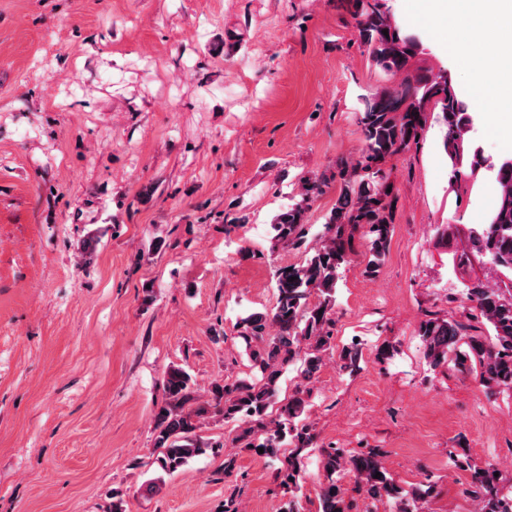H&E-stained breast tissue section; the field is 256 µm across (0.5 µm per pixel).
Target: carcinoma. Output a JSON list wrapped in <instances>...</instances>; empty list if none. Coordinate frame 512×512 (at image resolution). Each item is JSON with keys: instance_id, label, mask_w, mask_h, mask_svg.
I'll return each mask as SVG.
<instances>
[{"instance_id": "1", "label": "carcinoma", "mask_w": 512, "mask_h": 512, "mask_svg": "<svg viewBox=\"0 0 512 512\" xmlns=\"http://www.w3.org/2000/svg\"><path fill=\"white\" fill-rule=\"evenodd\" d=\"M341 4L355 20L359 42L376 66L391 76H401V81L392 89L364 98L359 118L363 147L357 156L336 161L331 179L338 182V193L323 216L318 240L304 262L275 269L273 308L251 313L237 324L253 365L261 373L259 382L217 383L212 388L213 398L201 403L194 395L191 375L181 366L170 367L164 382L167 401L157 413L153 437V446L161 449L158 465L167 475L178 472L208 447L196 429L210 413L239 423L235 442L241 448L256 454L262 448L263 456L269 458L278 456L284 445L294 448L280 471L281 485L290 495L288 512H298L297 496L303 480L299 455L315 445L313 429L303 419L309 390L296 388L275 416L269 408L286 368L299 366L303 378L309 380L321 369L323 356L332 347L338 271L349 262L355 230L362 228L367 235L364 272L373 274L384 262L395 212V192H387L394 185L384 166L416 141L432 108L440 109L447 127L453 178L460 180L482 170L493 174L499 188L498 203L473 237L472 246L510 276L493 285L478 280L468 289L466 299L474 324L430 317L421 321L418 335L431 369L447 364L452 355L462 367L475 363L487 385L512 392V158L494 162L468 147L471 118L464 104L443 77L410 72L417 42L400 34L379 3L369 8L361 0H341ZM327 184L326 179L302 184L299 198L273 220L277 243L285 247L306 243L310 202ZM313 295L317 296L314 303L310 302ZM481 325L490 331L482 333ZM361 360L362 350L356 344L339 352L340 368L345 371L358 370ZM321 465L324 481L318 492V512H350L343 488L349 473L369 497L393 499L395 512H418L422 493L401 487L371 451L351 455L340 448H325ZM494 473L490 468L473 470L466 493L479 502L480 512H512V496L501 494Z\"/></svg>"}]
</instances>
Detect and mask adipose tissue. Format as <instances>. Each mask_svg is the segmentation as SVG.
<instances>
[{
    "label": "adipose tissue",
    "mask_w": 512,
    "mask_h": 512,
    "mask_svg": "<svg viewBox=\"0 0 512 512\" xmlns=\"http://www.w3.org/2000/svg\"><path fill=\"white\" fill-rule=\"evenodd\" d=\"M424 11L447 23L444 49L469 72L473 111H484L488 87L512 95V0H420Z\"/></svg>",
    "instance_id": "ef3b65f1"
}]
</instances>
